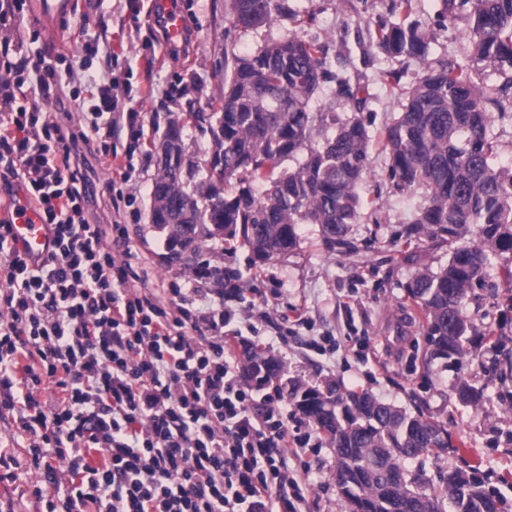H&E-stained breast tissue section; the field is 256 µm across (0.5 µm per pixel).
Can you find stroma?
<instances>
[{"label": "stroma", "instance_id": "35a3bbf8", "mask_svg": "<svg viewBox=\"0 0 512 512\" xmlns=\"http://www.w3.org/2000/svg\"><path fill=\"white\" fill-rule=\"evenodd\" d=\"M291 2L302 12L303 22L279 17L244 29L232 23L231 0H178L187 21V39L174 55L149 16L151 0H94L88 17H74L56 46L39 38V29L27 14L14 22L16 36L35 39L61 70L83 57L86 40H99L110 46L116 58L110 61L97 55L93 71L112 67L138 89L131 105L145 117V154L135 159L127 184L128 192L137 197L138 217H131L125 206L113 211L104 194L115 160L89 153L84 162L94 187L90 213L106 225L120 218L153 291H161L171 280L192 277L169 263L164 237L148 218L158 172L154 148L169 118L189 104L207 111L209 103L223 94L226 61L252 55L266 43L293 34L325 44L330 61L350 58L349 73L360 81L367 99L359 115L373 134L402 109V98L389 89L388 73H397L408 88L425 68L419 60L389 58L370 43L369 29L390 19L389 0ZM440 9V0H414L415 19L436 37L431 58L443 57L452 65L471 68L466 19H444ZM368 151L372 176L363 189L367 203L350 229L352 251L328 249L315 224L299 225L298 247L256 274L244 245H236L231 254L218 241L202 248L199 260L241 273L244 297L253 304L256 330L232 339V350L240 352L242 343H250L284 364L285 380L322 390L337 385L344 391L367 392L408 414L420 412L443 423L451 451L437 459L423 455L403 460V468L435 486L439 473L452 467H478L488 488L503 500L504 512H512V406L502 400L512 392V378H500L501 350L512 349V258L494 261L483 286L472 288L463 302L480 341L464 356L424 362L426 326L408 288L420 272L446 266L451 248L399 237L423 199L390 187L388 157L375 137ZM293 308L305 313L307 324L283 322V313ZM323 335L334 338V351L324 354L312 347V340ZM462 380L483 388L487 396L483 406L474 408L456 400L454 389ZM297 432L306 451L295 468L309 482L300 512H347L336 487L334 448L320 440L306 419H299Z\"/></svg>", "mask_w": 512, "mask_h": 512}]
</instances>
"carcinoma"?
<instances>
[{
    "instance_id": "cac0c4a2",
    "label": "carcinoma",
    "mask_w": 512,
    "mask_h": 512,
    "mask_svg": "<svg viewBox=\"0 0 512 512\" xmlns=\"http://www.w3.org/2000/svg\"><path fill=\"white\" fill-rule=\"evenodd\" d=\"M441 2L444 17L465 14L475 70L492 68L505 81L484 90L472 74L455 71L446 60L429 62L404 92L400 115L378 131L394 189L424 193L402 236L453 241L472 235L470 244L453 248L446 267L419 273L409 288L426 316V340L436 358L467 352L475 328L462 301L484 281L491 257L512 254V172L493 164L497 144L489 112H512V77H507L512 71V0ZM232 11L235 25L243 28L267 24L275 16L299 17L289 0H232ZM413 13V0H390L393 20L381 24L375 35V46L385 55L428 57L433 36L412 19ZM325 83L335 84L334 98L353 102L358 112L364 108L349 72L331 69L323 45L290 36L235 59L208 121H199L193 111L168 121L167 128L178 133L163 136L162 147L186 175L174 178L158 171L149 218L166 232L169 251L189 235L179 257L183 266H190V256L207 242L221 239L241 241L258 269L299 245L300 224L318 225L332 250L352 249L347 235L359 216L370 174V134L359 117L339 116L331 101L310 111V100ZM188 127L209 136V158L223 161L222 170L186 158ZM299 155L296 167L281 171L263 195L255 194L253 182ZM243 360L245 375L259 386L283 372L281 361L252 348L244 350ZM294 391L301 392L300 412L336 448V476L343 480L347 505L355 499L364 503L363 512H400L405 504L411 512H444L447 499L454 512H502L476 467L441 475L437 491L402 469L404 458L438 457L436 449L450 447L448 431L439 422L411 416L367 393L342 395L332 387L325 393L315 387ZM455 394L472 406L485 398L483 390L465 380ZM386 472L401 475L387 492Z\"/></svg>"
}]
</instances>
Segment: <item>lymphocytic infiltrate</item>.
I'll use <instances>...</instances> for the list:
<instances>
[{
    "mask_svg": "<svg viewBox=\"0 0 512 512\" xmlns=\"http://www.w3.org/2000/svg\"><path fill=\"white\" fill-rule=\"evenodd\" d=\"M24 6L0 0V185L25 189L54 251L31 265L0 217V418L42 475L36 502L43 512H297L306 483L288 465L293 416L283 395L243 382L224 334L239 312L224 303L223 278L206 290L175 282L159 299L124 225L87 216L79 148L107 152L127 128L120 183L135 169L144 124L126 105L131 85L108 70L90 75L89 43L82 126L29 102L62 83L14 37Z\"/></svg>",
    "mask_w": 512,
    "mask_h": 512,
    "instance_id": "f902f5d3",
    "label": "lymphocytic infiltrate"
}]
</instances>
